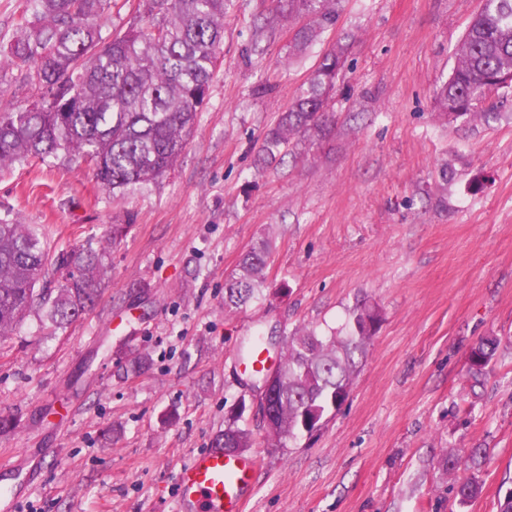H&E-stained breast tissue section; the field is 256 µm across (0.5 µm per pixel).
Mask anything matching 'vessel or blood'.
I'll use <instances>...</instances> for the list:
<instances>
[{
    "label": "vessel or blood",
    "instance_id": "vessel-or-blood-1",
    "mask_svg": "<svg viewBox=\"0 0 512 512\" xmlns=\"http://www.w3.org/2000/svg\"><path fill=\"white\" fill-rule=\"evenodd\" d=\"M256 460L207 448L179 474V512H243L256 481Z\"/></svg>",
    "mask_w": 512,
    "mask_h": 512
}]
</instances>
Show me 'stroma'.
Wrapping results in <instances>:
<instances>
[{
  "label": "stroma",
  "mask_w": 512,
  "mask_h": 512,
  "mask_svg": "<svg viewBox=\"0 0 512 512\" xmlns=\"http://www.w3.org/2000/svg\"><path fill=\"white\" fill-rule=\"evenodd\" d=\"M481 6L342 0L296 58L297 22L272 0H235L208 105L158 184L114 197L61 158L0 172V218L34 225L51 253L110 242L90 310L53 335L32 313L0 339L12 512H177L181 467L238 401L259 399L247 340L342 335L364 303L380 328L317 431L283 447L243 414L261 463L245 512H499L512 492V89L492 95L496 120L451 124L435 108ZM268 19L273 34L256 40ZM339 43L332 135L258 164L267 130ZM265 237L267 289L226 307V279ZM487 336L501 344L473 393L469 353ZM478 445L491 461L463 507L442 461Z\"/></svg>",
  "instance_id": "1"
}]
</instances>
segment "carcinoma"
Instances as JSON below:
<instances>
[{"label": "carcinoma", "instance_id": "obj_1", "mask_svg": "<svg viewBox=\"0 0 512 512\" xmlns=\"http://www.w3.org/2000/svg\"><path fill=\"white\" fill-rule=\"evenodd\" d=\"M339 2L277 0L280 13L309 18L296 33L297 52L336 24ZM232 7L234 0H28L11 39L0 41V66L17 68L39 104L0 101V168L63 157L85 164L113 195L157 182L178 161L207 104L223 53L224 16ZM123 11L131 14L128 27L102 36L105 15ZM344 54L338 43L322 56L307 87L266 132L263 161L275 160L295 138L332 131L326 101ZM509 70L512 0H486L456 51L438 109L454 102L458 114L448 117L450 123L489 117L497 77ZM270 250L263 240L244 254L240 273L224 285L226 305L238 308L263 295ZM105 251L88 243L53 255L31 225L0 218V336L34 310L54 330L76 321L94 303ZM378 318L375 308L362 304L353 310L346 336L305 327L284 337L273 402L280 443L297 438L311 412L323 415L345 401L377 333L366 321ZM499 344L490 337L472 347L470 388L483 385ZM251 437L240 416L229 414L215 447L248 448ZM486 462L487 449L479 447L443 460L459 504L480 495L477 473Z\"/></svg>", "mask_w": 512, "mask_h": 512}]
</instances>
